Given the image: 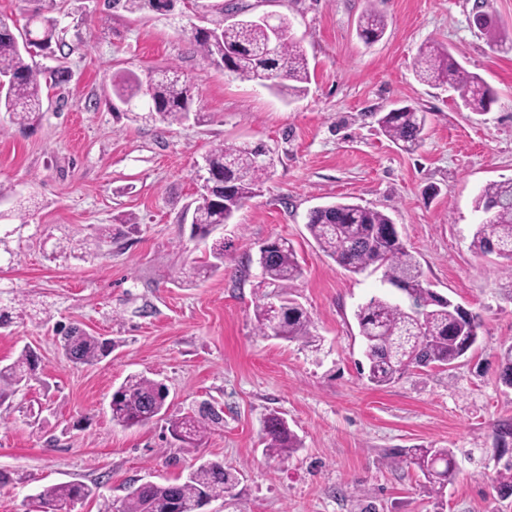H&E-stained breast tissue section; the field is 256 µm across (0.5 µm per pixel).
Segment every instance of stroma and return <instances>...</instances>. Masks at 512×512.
Returning a JSON list of instances; mask_svg holds the SVG:
<instances>
[{
  "mask_svg": "<svg viewBox=\"0 0 512 512\" xmlns=\"http://www.w3.org/2000/svg\"><path fill=\"white\" fill-rule=\"evenodd\" d=\"M477 0H178L173 11L129 12L112 0H41L60 22L62 46L34 51L44 69L43 109L27 126L0 113V294L26 296L35 317L0 329V363L23 347L41 366L0 414V512H38L43 487L100 483L72 512L120 506L144 482L185 477L203 460L239 473L231 495L202 512H512L496 474L494 431L512 424V388L497 354L512 344V272L475 253L483 215L474 200L512 179V0H490L493 32L473 23ZM388 20L365 44L369 9ZM287 17L310 69L307 93L283 100L202 59L192 26L219 15ZM437 42L498 94L484 114L457 93L419 81V49ZM177 67L192 86L191 118L134 123L114 108L115 72ZM398 104L427 112L420 149L397 148L372 115ZM269 149L275 166L260 192L215 231L224 266L193 285L181 268L202 264L191 235L197 166L221 142ZM348 201L389 215L438 294L478 313L477 344L451 368L411 371L385 388L359 372L355 319L374 294L396 297L381 272L354 275L316 246L313 208ZM136 218L128 230L127 218ZM111 244L97 246L100 225ZM287 238L304 269L289 293L311 315L304 346L256 330L265 288L260 246ZM75 324L112 340L101 363L63 357L56 328ZM162 381L166 415L113 425L109 401L132 373ZM210 402L224 422L203 445L175 440L169 419ZM283 417L302 442L285 460L264 452L262 426ZM472 448L455 482L429 495L407 448Z\"/></svg>",
  "mask_w": 512,
  "mask_h": 512,
  "instance_id": "35a3bbf8",
  "label": "stroma"
}]
</instances>
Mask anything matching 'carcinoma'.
Returning <instances> with one entry per match:
<instances>
[{"mask_svg":"<svg viewBox=\"0 0 512 512\" xmlns=\"http://www.w3.org/2000/svg\"><path fill=\"white\" fill-rule=\"evenodd\" d=\"M21 30L0 18V76L5 79L0 91V111L19 126L29 123L43 108V72L26 62V56L56 37L57 20L42 14L28 15ZM385 16L371 11L360 22L359 35L366 43L384 34ZM28 38L27 48L20 40ZM193 44L207 61L230 75L256 81L276 95L293 100L307 92L309 63L299 43L283 36L276 52L265 51V30L252 24H224L192 30ZM418 78L458 92L462 105L477 113L490 110L496 92L479 76L468 72L446 47L431 43L420 49ZM142 78L134 72L116 76L112 82L115 97L131 109L126 117L133 122L152 121L180 124L189 117L192 99L184 76L175 67L153 74L147 111L132 106L141 99ZM428 115L405 105L378 116L381 132L401 149L412 152L424 141ZM205 160L215 173L210 199L198 198L192 212L193 236L205 241L216 225L232 219L245 202L260 190L274 168L275 159L264 149L247 143L222 142L209 151ZM475 208L486 214L473 234L471 247L482 254H496L512 271V180L487 184L475 200ZM393 220L385 213L348 202H333L309 212L306 227L318 248L339 267L353 274L368 269L382 270L384 280L404 293L407 306L373 296L356 313L359 334L368 361V381L387 386L411 369L445 368L466 355L477 343L483 320L477 313L461 312L459 304L437 297L430 288L422 267L398 236L386 232ZM224 239L212 241V260L194 269L193 275L215 273L224 266ZM258 263L264 283L273 287L275 302L256 305L258 333L289 342L310 345L316 342L314 322L288 287L303 275L297 253L286 239H276ZM0 306V328L11 324L12 310L17 317L27 315L25 299L14 295ZM65 358L74 364H94L106 358L112 341L77 326L59 330ZM501 380L512 386V344L500 350ZM38 357L28 347L10 364L0 366V405L20 388L35 379ZM168 392L156 380L142 374L128 375L112 394V423L124 428L142 426L165 409ZM220 415L207 405L198 412L169 419L172 435L191 446H199L219 423ZM265 455L286 459L302 447L288 429L286 420L276 413L263 423ZM398 464L414 466L425 480L428 493L443 494L453 483L458 461L452 448H407ZM239 479L224 463L207 460L191 470L181 481L133 488L118 512H195L205 502L222 499L232 492ZM98 485L60 483L46 486L36 497L39 506L53 512H69L76 503L97 496Z\"/></svg>","mask_w":512,"mask_h":512,"instance_id":"carcinoma-1","label":"carcinoma"}]
</instances>
